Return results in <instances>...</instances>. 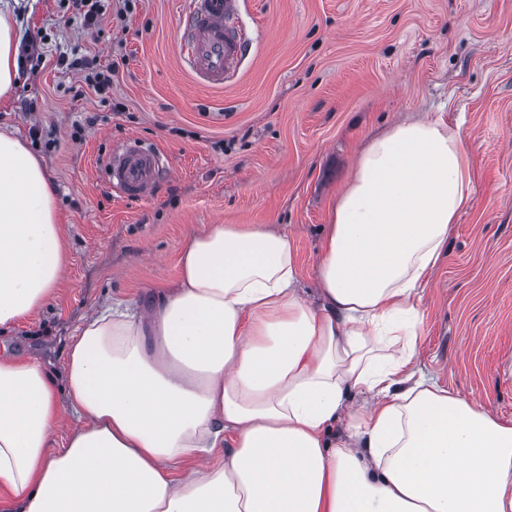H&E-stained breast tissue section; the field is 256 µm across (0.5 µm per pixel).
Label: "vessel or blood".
Masks as SVG:
<instances>
[{
  "mask_svg": "<svg viewBox=\"0 0 512 512\" xmlns=\"http://www.w3.org/2000/svg\"><path fill=\"white\" fill-rule=\"evenodd\" d=\"M239 16L240 0H188L183 50L200 82L219 87L238 74L248 51ZM104 170L122 196L147 199L165 164L154 146L132 141L112 152Z\"/></svg>",
  "mask_w": 512,
  "mask_h": 512,
  "instance_id": "obj_1",
  "label": "vessel or blood"
}]
</instances>
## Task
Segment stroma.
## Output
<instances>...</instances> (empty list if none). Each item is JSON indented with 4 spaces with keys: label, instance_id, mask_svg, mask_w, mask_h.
I'll return each instance as SVG.
<instances>
[{
    "label": "stroma",
    "instance_id": "1",
    "mask_svg": "<svg viewBox=\"0 0 512 512\" xmlns=\"http://www.w3.org/2000/svg\"><path fill=\"white\" fill-rule=\"evenodd\" d=\"M102 5L87 28L67 0L24 3V35L40 47L19 54L0 130L27 139L55 185L69 264L47 304L0 333V359L34 358L63 381L84 315L174 287L183 242L211 224L287 232L298 285L314 288L321 230L357 153L430 113L462 121L474 174L419 306L417 365L512 426V0H245L249 51L219 89L180 52L185 0H138L122 21L116 0ZM63 51L115 62L111 103L59 65ZM35 123L52 143L30 138ZM133 139L168 168L146 200L115 193L102 171Z\"/></svg>",
    "mask_w": 512,
    "mask_h": 512
}]
</instances>
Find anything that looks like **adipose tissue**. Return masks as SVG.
Masks as SVG:
<instances>
[{"mask_svg":"<svg viewBox=\"0 0 512 512\" xmlns=\"http://www.w3.org/2000/svg\"><path fill=\"white\" fill-rule=\"evenodd\" d=\"M21 39L0 0V104ZM472 181L459 126L399 122L357 155L314 298L286 233L213 224L148 316H86L64 386L38 361L0 360L7 512H512V426L415 360L422 292ZM66 263L41 161L0 132V329L39 311Z\"/></svg>","mask_w":512,"mask_h":512,"instance_id":"ef3b65f1","label":"adipose tissue"}]
</instances>
